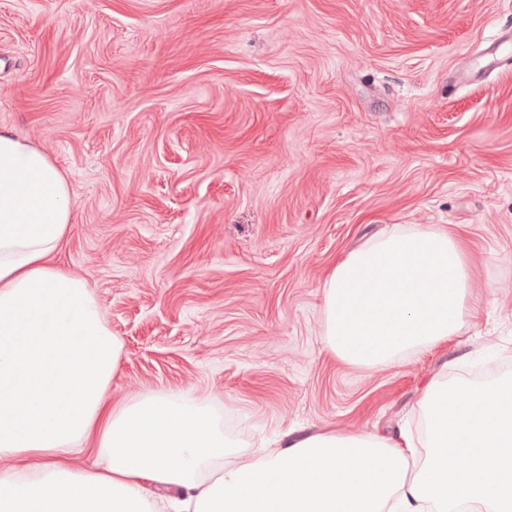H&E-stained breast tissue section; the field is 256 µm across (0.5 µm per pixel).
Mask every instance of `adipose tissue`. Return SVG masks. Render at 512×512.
Returning <instances> with one entry per match:
<instances>
[{"label":"adipose tissue","mask_w":512,"mask_h":512,"mask_svg":"<svg viewBox=\"0 0 512 512\" xmlns=\"http://www.w3.org/2000/svg\"><path fill=\"white\" fill-rule=\"evenodd\" d=\"M70 195L41 149L0 129V512H512L511 377L430 380L417 440L321 431L254 458L209 406L113 403L123 344L88 282L51 261ZM322 288L327 346L359 366L445 341L475 312L463 243L442 228L366 243Z\"/></svg>","instance_id":"1"}]
</instances>
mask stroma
Returning a JSON list of instances; mask_svg holds the SVG:
<instances>
[{"instance_id": "1", "label": "stroma", "mask_w": 512, "mask_h": 512, "mask_svg": "<svg viewBox=\"0 0 512 512\" xmlns=\"http://www.w3.org/2000/svg\"><path fill=\"white\" fill-rule=\"evenodd\" d=\"M0 127L70 184L53 262L123 344L113 402L210 405L254 456L416 432L431 378L512 377V0H0ZM432 224L479 317L379 368L334 356L336 263Z\"/></svg>"}]
</instances>
